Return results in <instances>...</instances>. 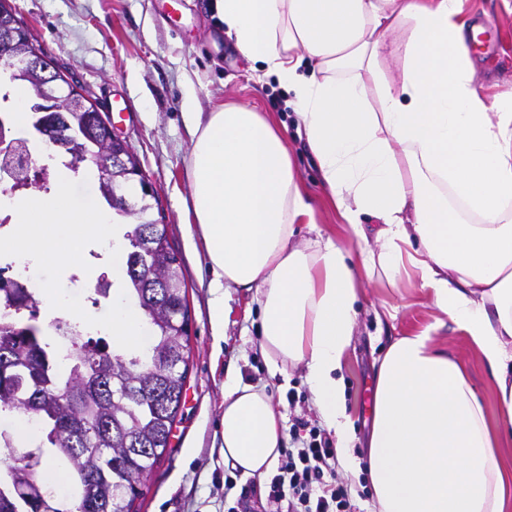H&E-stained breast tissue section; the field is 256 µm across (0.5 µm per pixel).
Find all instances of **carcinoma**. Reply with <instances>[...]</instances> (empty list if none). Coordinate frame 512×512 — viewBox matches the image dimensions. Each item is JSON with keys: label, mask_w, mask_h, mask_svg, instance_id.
Wrapping results in <instances>:
<instances>
[{"label": "carcinoma", "mask_w": 512, "mask_h": 512, "mask_svg": "<svg viewBox=\"0 0 512 512\" xmlns=\"http://www.w3.org/2000/svg\"><path fill=\"white\" fill-rule=\"evenodd\" d=\"M28 52H43L16 19L8 0H0V35L9 28ZM13 81L27 83L33 104L41 103L43 83L36 73L17 72ZM95 103L88 108H64L59 116L71 131L68 147L57 153L62 165L78 172L85 155H99L100 165L112 166V154H125L134 170L140 161L126 144L107 142ZM153 205L142 197L129 215L126 275L130 292L148 315L154 336L144 356L127 358L102 339L83 338L71 329L72 366L68 377H55L56 348L44 341L32 324L0 329V409L8 408L40 421L54 458L68 464L73 496L58 500L35 474L42 448L30 460L9 464L0 474V512H138L140 497L133 486L139 476L170 448L173 425L184 404L191 356L190 312L181 259L166 224L152 218ZM5 304L37 315L39 300L4 278Z\"/></svg>", "instance_id": "1"}]
</instances>
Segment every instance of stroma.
Returning a JSON list of instances; mask_svg holds the SVG:
<instances>
[{"mask_svg": "<svg viewBox=\"0 0 512 512\" xmlns=\"http://www.w3.org/2000/svg\"><path fill=\"white\" fill-rule=\"evenodd\" d=\"M9 2L49 57L99 106L112 98L128 102L130 117L114 130L149 175L183 258L191 313L184 406L168 457L146 481L140 512H227L225 478L248 481L224 459L221 420L228 379L265 386L286 420L302 418L315 426L322 420L302 369L287 365L272 371L260 351L261 314L250 292L225 289L223 327L212 320L213 274L190 213L191 113L239 104L266 115L286 135L296 176L315 209L314 223L301 225L299 240L331 236L354 255L360 246L321 190L313 156L297 129L293 92L265 75L262 64L241 56L214 15V0ZM463 11L476 29L494 33L490 47L469 48L474 83L490 97L511 90L512 14L502 0H463ZM425 329L438 350L470 372L488 412L496 411L494 387L465 334L442 322L418 287L405 283L394 290L377 275L361 286L357 332L341 370L346 411L354 422V456H362L370 432L379 358L395 339Z\"/></svg>", "mask_w": 512, "mask_h": 512, "instance_id": "stroma-1", "label": "stroma"}]
</instances>
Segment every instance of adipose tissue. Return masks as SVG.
I'll list each match as a JSON object with an SVG mask.
<instances>
[{
  "instance_id": "obj_1",
  "label": "adipose tissue",
  "mask_w": 512,
  "mask_h": 512,
  "mask_svg": "<svg viewBox=\"0 0 512 512\" xmlns=\"http://www.w3.org/2000/svg\"><path fill=\"white\" fill-rule=\"evenodd\" d=\"M461 0H216L239 52L295 93L308 146L358 257L314 221L286 137L261 113L225 105L195 123L193 213L222 294L252 292L259 346L302 367L345 469L353 422L336 373L353 343L363 280H415L476 347L496 386L487 420L461 364L429 331L390 344L375 378L362 460L372 512H507L512 471V92L473 82ZM398 50L399 75L382 60ZM374 247H366V239ZM283 413L264 388L224 386V457L266 476Z\"/></svg>"
}]
</instances>
